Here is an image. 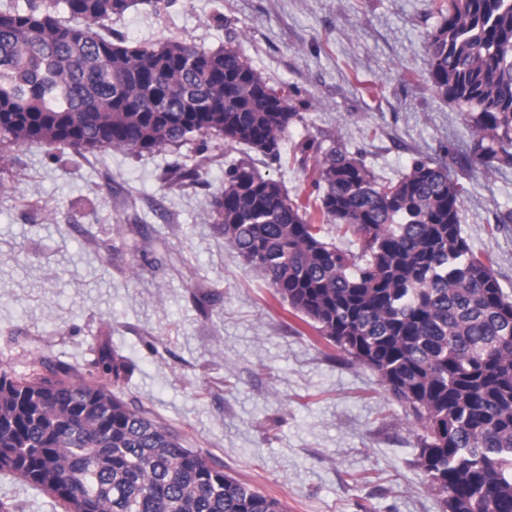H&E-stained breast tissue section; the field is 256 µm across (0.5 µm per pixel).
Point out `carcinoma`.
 I'll return each mask as SVG.
<instances>
[{
    "label": "carcinoma",
    "instance_id": "obj_1",
    "mask_svg": "<svg viewBox=\"0 0 512 512\" xmlns=\"http://www.w3.org/2000/svg\"><path fill=\"white\" fill-rule=\"evenodd\" d=\"M161 0H6L0 6V146L40 142L78 153L180 147L195 135L281 156L300 120L231 42L135 45L104 35L112 16ZM428 75L466 108L470 156L512 166V0H448L427 42ZM315 158L313 202L288 197L247 161L213 195L233 248L338 356L371 369L422 430L416 466L443 512H512V300L490 256L461 234L463 185L413 161L382 182L341 147ZM190 156L173 185L199 183ZM354 235L358 253L323 240ZM0 370V473L50 493L65 512H285L282 502L186 448L103 380L127 365L106 342L81 372Z\"/></svg>",
    "mask_w": 512,
    "mask_h": 512
}]
</instances>
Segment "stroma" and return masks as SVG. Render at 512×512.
<instances>
[{
  "mask_svg": "<svg viewBox=\"0 0 512 512\" xmlns=\"http://www.w3.org/2000/svg\"><path fill=\"white\" fill-rule=\"evenodd\" d=\"M443 2L175 0L131 7L108 30L209 51L235 39L301 115L282 153L312 137L383 181L418 158L447 166L466 189L462 235L492 255L512 296V166L488 172L469 160L461 108L428 80ZM202 147L199 184L169 185L167 167ZM0 151V369L24 376L45 359L80 369L105 340L130 367L112 387L118 397L287 512H442L415 465L418 429L403 404L373 371L331 356L213 219L230 163L250 160L293 200L311 193L310 171L212 136L140 154ZM0 500L63 512L9 474Z\"/></svg>",
  "mask_w": 512,
  "mask_h": 512,
  "instance_id": "obj_1",
  "label": "stroma"
}]
</instances>
